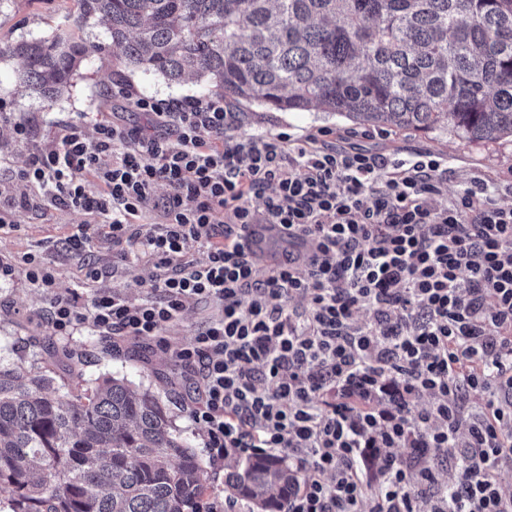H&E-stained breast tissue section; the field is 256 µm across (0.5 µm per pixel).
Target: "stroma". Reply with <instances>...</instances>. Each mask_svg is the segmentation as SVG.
I'll use <instances>...</instances> for the list:
<instances>
[{
  "label": "stroma",
  "mask_w": 512,
  "mask_h": 512,
  "mask_svg": "<svg viewBox=\"0 0 512 512\" xmlns=\"http://www.w3.org/2000/svg\"><path fill=\"white\" fill-rule=\"evenodd\" d=\"M75 10L73 0H0V44L20 38L50 34L64 25ZM22 62L16 57L0 59V187L17 191L12 181L14 171L24 167L29 154L54 141L63 121L83 113H124L129 123L144 124L145 118L132 100L110 97L114 84L126 85L134 95L160 98L196 97L200 88L195 80L180 86H168L159 76H143L113 66L97 52L87 60L73 80V85L56 102L48 103L35 95L17 92ZM241 135H275L287 132L304 136L321 128L355 134L357 143L373 151L390 153L426 152L447 157L448 179L444 184L446 199L457 197L474 176L497 180L512 177V138L493 143H475L444 131H386L360 125L337 115L308 112H265L258 108L241 109ZM34 122V134L27 143L15 140V119ZM14 229L0 230V258L13 259L31 252L42 255L56 268L58 292L75 289L84 300H91L96 288H116L132 298L143 296L153 274L150 263L140 260L119 263L113 258L112 244L103 239L99 227L89 224L84 213L39 209L22 210L15 216ZM88 224L91 238L84 254L69 252L64 238L80 224ZM94 265L106 270V277L86 281L85 268ZM49 295L28 282L23 269L0 278V360L47 357L49 351L67 349L82 356L86 379L104 376L126 378L134 384L163 393L173 422L196 448H203L202 431L191 421L183 390L177 379L181 373L170 354L154 349L146 352L124 344L121 351L109 350L97 335L91 319H84L74 335H56L48 319Z\"/></svg>",
  "instance_id": "35a3bbf8"
}]
</instances>
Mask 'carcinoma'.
I'll return each instance as SVG.
<instances>
[{
    "label": "carcinoma",
    "instance_id": "carcinoma-1",
    "mask_svg": "<svg viewBox=\"0 0 512 512\" xmlns=\"http://www.w3.org/2000/svg\"><path fill=\"white\" fill-rule=\"evenodd\" d=\"M68 24L0 47L19 87L69 91L101 24V58L192 78L266 112H331L392 131L512 136V0H75ZM55 368L0 363V495L9 512H202V454L160 395L123 378L55 385ZM288 456L237 464L224 487L283 512Z\"/></svg>",
    "mask_w": 512,
    "mask_h": 512
}]
</instances>
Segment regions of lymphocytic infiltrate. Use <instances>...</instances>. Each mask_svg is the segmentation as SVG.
Here are the masks:
<instances>
[{"label":"lymphocytic infiltrate","mask_w":512,"mask_h":512,"mask_svg":"<svg viewBox=\"0 0 512 512\" xmlns=\"http://www.w3.org/2000/svg\"><path fill=\"white\" fill-rule=\"evenodd\" d=\"M135 106L161 135L116 113L68 124L0 202V229L23 207L80 211L121 261L153 266L145 296L101 290L85 307L24 254L56 335L88 316L112 350L170 353L212 464L287 453L301 482L284 512H512V207L498 182L473 177L444 204L440 156L340 146L331 129L243 136L220 97ZM258 224L288 245L262 267ZM200 302L212 314L192 339L167 336Z\"/></svg>","instance_id":"1"}]
</instances>
